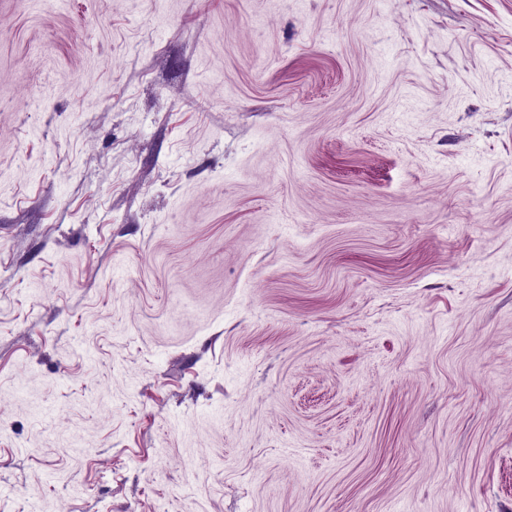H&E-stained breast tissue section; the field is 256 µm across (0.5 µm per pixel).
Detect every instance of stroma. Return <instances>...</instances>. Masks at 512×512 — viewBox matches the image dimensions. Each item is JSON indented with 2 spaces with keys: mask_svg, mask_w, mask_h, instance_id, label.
<instances>
[{
  "mask_svg": "<svg viewBox=\"0 0 512 512\" xmlns=\"http://www.w3.org/2000/svg\"><path fill=\"white\" fill-rule=\"evenodd\" d=\"M0 512H512V0H0Z\"/></svg>",
  "mask_w": 512,
  "mask_h": 512,
  "instance_id": "obj_1",
  "label": "stroma"
}]
</instances>
